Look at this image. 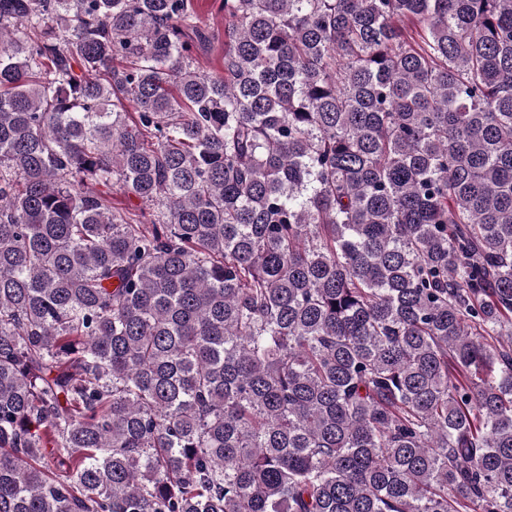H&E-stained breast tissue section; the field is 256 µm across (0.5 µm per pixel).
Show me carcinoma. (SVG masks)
Listing matches in <instances>:
<instances>
[{"label":"carcinoma","instance_id":"carcinoma-1","mask_svg":"<svg viewBox=\"0 0 512 512\" xmlns=\"http://www.w3.org/2000/svg\"><path fill=\"white\" fill-rule=\"evenodd\" d=\"M223 2L0 0V512H512V0ZM193 7L202 24L211 32L219 33L210 51L198 54L195 65L208 73L219 72L224 68V8L222 0H193Z\"/></svg>","mask_w":512,"mask_h":512}]
</instances>
